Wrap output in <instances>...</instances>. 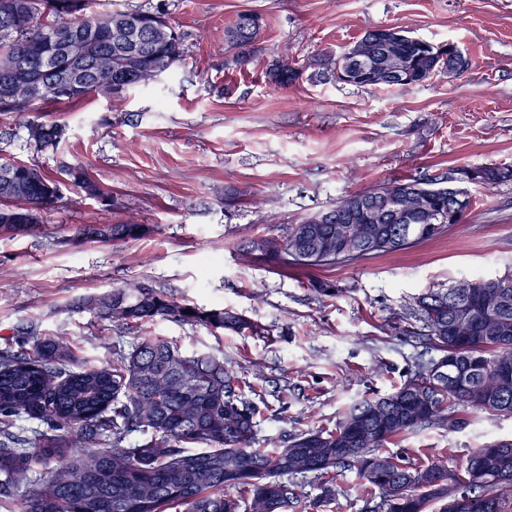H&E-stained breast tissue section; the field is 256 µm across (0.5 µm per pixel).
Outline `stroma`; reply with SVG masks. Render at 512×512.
I'll return each mask as SVG.
<instances>
[{
	"label": "stroma",
	"mask_w": 512,
	"mask_h": 512,
	"mask_svg": "<svg viewBox=\"0 0 512 512\" xmlns=\"http://www.w3.org/2000/svg\"><path fill=\"white\" fill-rule=\"evenodd\" d=\"M165 4L183 33L182 61L162 81L119 99L91 96L32 108L65 125L56 148L25 145L23 116L0 115V155L56 172L79 163L112 190L105 205L61 188L41 238L0 236V347L17 325L67 341L83 365L110 362L116 338L156 336L222 355L268 404L257 447L331 426L354 402L406 380L425 348L405 336L419 294L470 275L512 271V181L469 185L471 206L446 236L349 266L285 269L243 245L279 237L338 198L422 174L512 166V0H125ZM263 18L258 53L236 65L224 30L242 12ZM396 28L454 43L463 72L416 86L361 87L319 77L368 30ZM290 58L300 75L269 71ZM146 225L141 238L73 242L80 224ZM336 287L315 293L314 282ZM140 282L204 308L246 316L257 332H211L168 320L120 330L77 302ZM451 432L424 428L391 444L411 462L512 437V416L475 413Z\"/></svg>",
	"instance_id": "35a3bbf8"
}]
</instances>
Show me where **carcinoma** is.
Segmentation results:
<instances>
[{"mask_svg":"<svg viewBox=\"0 0 512 512\" xmlns=\"http://www.w3.org/2000/svg\"><path fill=\"white\" fill-rule=\"evenodd\" d=\"M99 0H0V88L11 91L0 115L21 114L38 103L78 102L113 96L112 85L155 81L183 57V38L164 10L128 7L96 11ZM238 15L224 31L245 65L258 51L259 30L250 33ZM94 49L88 57L65 53L43 59L29 45L46 31ZM383 37L411 66L406 81L417 85L439 70L441 46L397 37L377 28L364 37ZM276 83L299 77L287 58L272 69ZM26 144L36 151L55 147L64 129L29 120ZM485 185L512 180V167L487 165ZM60 174L86 196L112 201L111 191L82 164H63ZM446 176L411 178L346 195L331 212L343 217L360 207L380 206L422 183ZM61 199L59 181L39 165L0 158V234L37 237L45 232L42 213ZM85 240L138 239L143 224L90 225ZM374 241L339 240L332 252L319 247L336 225L316 224L310 215L288 225L281 238L268 237L264 258L286 267L350 265L371 255L412 248L442 236L448 222L424 216L406 223L386 206L371 225ZM469 291L431 289L417 298L409 317L422 323L438 358L418 367L391 392L352 405L332 427L290 434L285 445L254 447L259 406L242 380L213 353H188L154 336H141L112 363L78 364L70 345L38 339L32 322L15 328L19 349H0V486L26 485L18 512H308L336 500V475L353 471L360 485L378 493L365 512H450L448 503L469 494L458 512H512V439L493 440L470 452L458 470L445 456L405 463L385 453L395 439L426 426L463 429L458 407L512 416V272L468 278ZM79 309L117 326H142L157 319L200 325L213 332L255 329L245 317L222 308L183 303L139 283L84 297ZM31 349H26L27 343ZM25 415L45 425L32 438L14 431ZM145 439L125 448V436ZM198 446L200 450L190 451ZM45 472L29 478L30 463ZM311 473L321 479L313 500L285 481Z\"/></svg>","mask_w":512,"mask_h":512,"instance_id":"1","label":"carcinoma"}]
</instances>
